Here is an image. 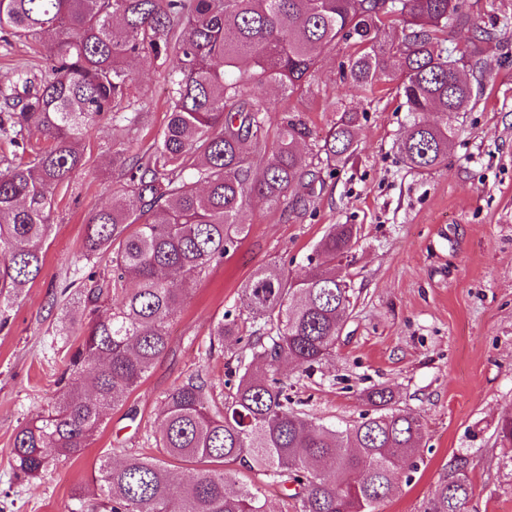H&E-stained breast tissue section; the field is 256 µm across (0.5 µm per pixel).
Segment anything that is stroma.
Listing matches in <instances>:
<instances>
[{"instance_id": "stroma-1", "label": "stroma", "mask_w": 512, "mask_h": 512, "mask_svg": "<svg viewBox=\"0 0 512 512\" xmlns=\"http://www.w3.org/2000/svg\"><path fill=\"white\" fill-rule=\"evenodd\" d=\"M346 60V51L326 53L310 92L284 99L267 86L262 94L273 133L287 111L317 138L340 108L358 112L355 162L327 178L304 215L247 207L248 236L188 283L167 325L168 348L141 384L107 410L79 457L50 454L46 470L29 479L12 466L14 434L62 395L76 347L68 325L86 315L83 291L114 285L110 254L89 260L84 249L88 217L121 194L112 153L147 150L167 123L164 65L134 64L139 122L105 119L86 136L84 168L55 197L42 272L0 328V512H94L100 456L152 454L162 402L175 386L198 374L214 398L225 394L237 346L210 348L209 333L223 312L244 313L242 288L253 271L307 267L333 224L359 229L347 268L356 304L335 352L314 371L289 372V394L316 422L342 427L365 411L366 390L386 387L422 419L423 461L381 512H422L462 453L473 459L465 512H512V447L497 434L512 413V33L482 56L476 103L456 121L447 162L424 172L398 153L409 116L395 82L355 87L343 77Z\"/></svg>"}]
</instances>
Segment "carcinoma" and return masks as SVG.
Listing matches in <instances>:
<instances>
[{
    "instance_id": "1",
    "label": "carcinoma",
    "mask_w": 512,
    "mask_h": 512,
    "mask_svg": "<svg viewBox=\"0 0 512 512\" xmlns=\"http://www.w3.org/2000/svg\"><path fill=\"white\" fill-rule=\"evenodd\" d=\"M476 4L462 0H0V40L51 33L39 80L16 71L0 77V134L16 155L0 171V326L6 312L40 275L55 190L84 165L81 140L102 119L130 125L137 89L129 63L152 58L167 66L168 122L141 153L113 152L124 181L121 199L93 213L84 248L90 259L113 251L116 278L133 287L120 297L90 291L92 319L78 328L69 359L77 385L56 407L17 429L12 459L36 477L48 451L83 453L106 410L121 404L168 347L166 325L185 299L184 285L224 258L248 234L240 216L248 205L276 206L288 192L292 212L307 211L323 173L343 167L358 151L359 115L349 109L306 157L312 132L295 113L282 118L268 142L269 103L249 89L273 86L284 98L302 89L329 50L351 49L352 83L398 82L412 120L398 142L416 171L441 166L457 128L448 115L469 111L473 87L448 67L477 68L479 56L512 28V15L481 26ZM400 34L388 44L383 16ZM470 33L469 50L448 46V35ZM439 113L435 122L419 115ZM40 133L48 145L36 147ZM261 157L262 176L253 174ZM357 241L352 224H334L308 267L288 272L258 268L242 291L248 319L223 314L210 339L232 338L238 382L216 403L208 385L190 377L168 393L155 436L156 456L107 454L95 475L103 512H268L260 490L228 488L235 466L284 487L299 512H380L399 488L400 461L422 459L425 426L397 406L391 390L375 388L368 410L344 428L315 426L288 394V366L309 371L336 348L343 318L354 308L343 260ZM170 461L201 466L184 482ZM471 462L455 458L423 512H462L473 495Z\"/></svg>"
}]
</instances>
